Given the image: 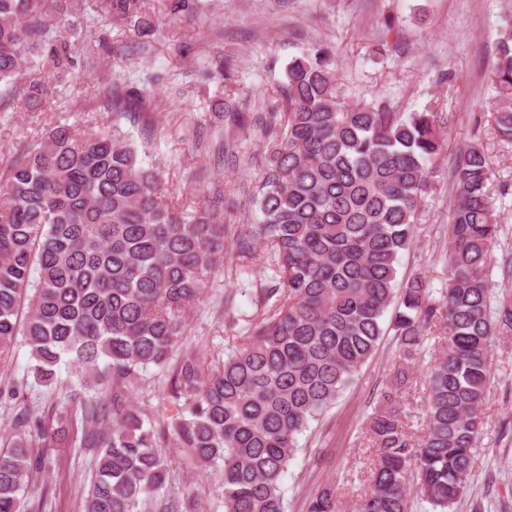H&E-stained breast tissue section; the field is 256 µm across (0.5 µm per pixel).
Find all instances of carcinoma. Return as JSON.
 Segmentation results:
<instances>
[{
    "label": "carcinoma",
    "instance_id": "1",
    "mask_svg": "<svg viewBox=\"0 0 512 512\" xmlns=\"http://www.w3.org/2000/svg\"><path fill=\"white\" fill-rule=\"evenodd\" d=\"M98 14L151 28L140 0H86ZM170 14L195 17L200 0H167ZM84 5L77 0H0V112L29 109L48 91L45 69H73ZM318 45L294 58L269 112L229 107L227 127L263 141L260 181L237 211L247 224L238 258L271 246L278 267L255 293L265 317L220 365L191 351L169 369V394L182 405L170 420L130 401L140 372L165 368L224 264V195L183 216L158 194L120 121L144 85L103 80L99 96L112 124L78 138L54 126L18 153L0 187V353L21 335L36 382L56 381L63 357L100 395L77 398L73 414L23 413L0 449V512H22L25 483L42 468L34 447L75 431L99 449L84 512H191V499L156 498L169 473L159 449H186L221 470L224 512H283L282 483L298 436L370 359L387 330L399 346L390 387L422 361L426 329L437 330L428 367L425 432L415 441L391 392L370 417L375 448L367 489L353 512H411L413 496L433 512H453L483 431L488 359L496 330H512V300L495 301L487 255L500 224L488 205L491 162L476 144L451 169L448 281L434 297L420 276L400 287L397 265L432 190L445 139L430 111L394 112L384 103H347ZM496 130L512 144V30L491 62ZM240 164L235 142L208 145ZM392 312L389 328L385 315ZM308 512H338L329 492Z\"/></svg>",
    "mask_w": 512,
    "mask_h": 512
}]
</instances>
